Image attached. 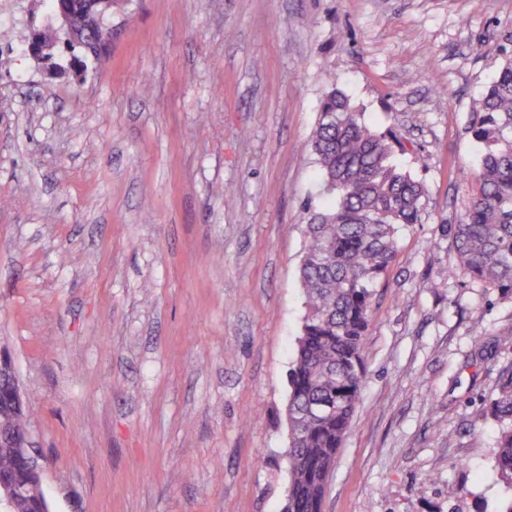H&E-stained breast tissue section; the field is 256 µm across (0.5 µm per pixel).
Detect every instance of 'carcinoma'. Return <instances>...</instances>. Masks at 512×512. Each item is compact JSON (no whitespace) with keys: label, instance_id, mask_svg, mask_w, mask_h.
<instances>
[{"label":"carcinoma","instance_id":"1","mask_svg":"<svg viewBox=\"0 0 512 512\" xmlns=\"http://www.w3.org/2000/svg\"><path fill=\"white\" fill-rule=\"evenodd\" d=\"M129 0H50L69 12L71 35L46 29L42 38L55 46L82 50L67 65L79 75L90 57L86 46L108 50L112 13ZM482 145L478 191L463 217L448 227L458 275L512 298V57L492 77L473 123ZM311 147L323 193L335 196L332 207L314 216L300 265L305 315L296 355L288 373L295 442L288 452L291 512H323L326 482L357 411L365 374L363 343L374 288L396 255L400 224L420 220L423 185L393 161L387 136L375 132L339 91L322 102ZM498 435L494 467L512 493V369L487 399ZM29 414L15 413L0 401V425L22 434ZM0 481L19 485L10 512H42L40 481L23 471L13 448L0 447Z\"/></svg>","mask_w":512,"mask_h":512}]
</instances>
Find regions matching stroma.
I'll list each match as a JSON object with an SVG mask.
<instances>
[{
  "instance_id": "stroma-1",
  "label": "stroma",
  "mask_w": 512,
  "mask_h": 512,
  "mask_svg": "<svg viewBox=\"0 0 512 512\" xmlns=\"http://www.w3.org/2000/svg\"><path fill=\"white\" fill-rule=\"evenodd\" d=\"M0 0V349L50 512H282L311 137L339 89L425 188L375 290L323 512H499L512 299L443 278L512 0H131L47 79ZM433 474L424 485L423 474ZM487 411L498 426L494 467L510 492V499L499 512H512V368L505 370L497 391L487 399Z\"/></svg>"
}]
</instances>
